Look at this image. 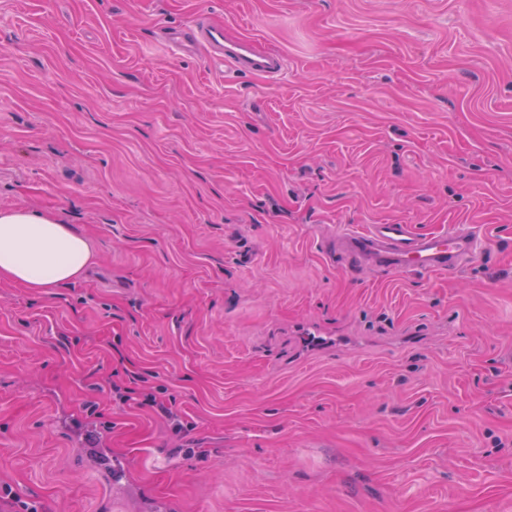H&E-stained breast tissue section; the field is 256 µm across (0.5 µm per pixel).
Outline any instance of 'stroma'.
Segmentation results:
<instances>
[{"mask_svg": "<svg viewBox=\"0 0 512 512\" xmlns=\"http://www.w3.org/2000/svg\"><path fill=\"white\" fill-rule=\"evenodd\" d=\"M0 209L94 252L0 282V512H512V0H0ZM372 224L483 253L327 252ZM165 44L172 50L203 46L210 56L239 71L275 78L285 68L283 56L259 47L254 41L228 38L222 22L207 21L188 32H169ZM481 251V241L464 228L418 234L408 224H372L336 235V253H344L351 268L368 264L398 273L449 272L475 260Z\"/></svg>", "mask_w": 512, "mask_h": 512, "instance_id": "35a3bbf8", "label": "stroma"}]
</instances>
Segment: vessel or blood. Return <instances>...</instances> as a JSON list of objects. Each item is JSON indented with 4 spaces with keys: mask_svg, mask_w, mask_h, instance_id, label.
Segmentation results:
<instances>
[{
    "mask_svg": "<svg viewBox=\"0 0 512 512\" xmlns=\"http://www.w3.org/2000/svg\"><path fill=\"white\" fill-rule=\"evenodd\" d=\"M165 44L174 50L199 45L225 66L274 78L285 68L283 56L254 41L228 38L223 23L207 21L187 32H169ZM336 249L350 267L364 264L398 273L431 274L456 271L475 260L481 242L470 230L419 234L408 224H373L362 231L346 230L336 236Z\"/></svg>",
    "mask_w": 512,
    "mask_h": 512,
    "instance_id": "vessel-or-blood-1",
    "label": "vessel or blood"
}]
</instances>
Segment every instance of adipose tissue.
Instances as JSON below:
<instances>
[{
	"label": "adipose tissue",
	"mask_w": 512,
	"mask_h": 512,
	"mask_svg": "<svg viewBox=\"0 0 512 512\" xmlns=\"http://www.w3.org/2000/svg\"><path fill=\"white\" fill-rule=\"evenodd\" d=\"M92 257L89 242L57 216L0 210V279L45 292L77 280Z\"/></svg>",
	"instance_id": "adipose-tissue-1"
}]
</instances>
